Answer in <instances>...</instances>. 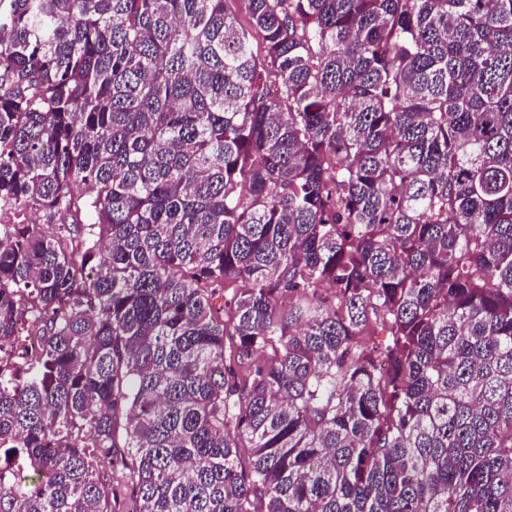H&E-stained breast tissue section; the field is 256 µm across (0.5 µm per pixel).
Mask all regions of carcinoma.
<instances>
[{
    "label": "carcinoma",
    "instance_id": "carcinoma-1",
    "mask_svg": "<svg viewBox=\"0 0 512 512\" xmlns=\"http://www.w3.org/2000/svg\"><path fill=\"white\" fill-rule=\"evenodd\" d=\"M227 2L0 0V512H512V0Z\"/></svg>",
    "mask_w": 512,
    "mask_h": 512
}]
</instances>
